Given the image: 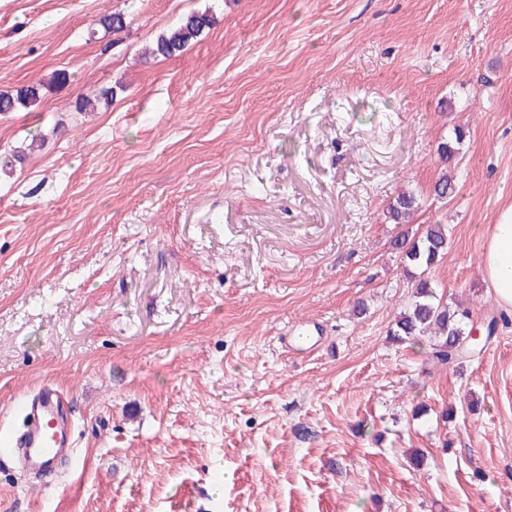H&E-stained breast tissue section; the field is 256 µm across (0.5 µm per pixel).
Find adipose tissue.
<instances>
[{
    "label": "adipose tissue",
    "instance_id": "obj_1",
    "mask_svg": "<svg viewBox=\"0 0 512 512\" xmlns=\"http://www.w3.org/2000/svg\"><path fill=\"white\" fill-rule=\"evenodd\" d=\"M482 272L498 302L512 310V206L487 230Z\"/></svg>",
    "mask_w": 512,
    "mask_h": 512
}]
</instances>
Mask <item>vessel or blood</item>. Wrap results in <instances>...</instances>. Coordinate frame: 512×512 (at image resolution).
I'll list each match as a JSON object with an SVG mask.
<instances>
[{
	"mask_svg": "<svg viewBox=\"0 0 512 512\" xmlns=\"http://www.w3.org/2000/svg\"><path fill=\"white\" fill-rule=\"evenodd\" d=\"M25 415L23 431L0 436V458L21 455L40 479L58 478L60 460L73 445L71 423L61 397L53 387H43L34 398L20 401Z\"/></svg>",
	"mask_w": 512,
	"mask_h": 512,
	"instance_id": "vessel-or-blood-1",
	"label": "vessel or blood"
}]
</instances>
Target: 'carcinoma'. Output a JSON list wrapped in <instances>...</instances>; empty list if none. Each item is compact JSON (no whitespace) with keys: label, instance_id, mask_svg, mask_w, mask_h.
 I'll use <instances>...</instances> for the list:
<instances>
[{"label":"carcinoma","instance_id":"obj_1","mask_svg":"<svg viewBox=\"0 0 512 512\" xmlns=\"http://www.w3.org/2000/svg\"><path fill=\"white\" fill-rule=\"evenodd\" d=\"M99 24L114 34H120L128 27L126 14L120 10L99 20ZM214 24V17L208 11H195L184 16L175 26L160 34L144 48L148 57L172 59L180 56L189 45ZM43 83L31 84L13 92L0 93V112H14L20 108L37 105L42 95ZM463 133L455 131V139L442 142L437 148L443 164L452 161L461 143ZM456 189V178L452 173L443 172L433 184V195L446 199ZM419 208L417 197L411 192L399 194L388 206L387 219L394 224H406L411 214ZM392 248L401 256L406 272L417 270L413 302L396 316L389 335L404 342L416 341L428 336L433 343L431 356L438 363L446 365L461 359L465 343L472 334L470 311L460 305L450 308L435 291L430 277L431 270L448 252V228L444 224H430L421 234L398 236Z\"/></svg>","mask_w":512,"mask_h":512}]
</instances>
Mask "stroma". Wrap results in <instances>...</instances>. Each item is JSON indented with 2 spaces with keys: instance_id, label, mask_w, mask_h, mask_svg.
Returning a JSON list of instances; mask_svg holds the SVG:
<instances>
[{
  "instance_id": "1",
  "label": "stroma",
  "mask_w": 512,
  "mask_h": 512,
  "mask_svg": "<svg viewBox=\"0 0 512 512\" xmlns=\"http://www.w3.org/2000/svg\"><path fill=\"white\" fill-rule=\"evenodd\" d=\"M194 10L200 40L141 56ZM37 82L0 113V155L40 142L0 168V434L49 385L74 448L42 485L0 462V512H512V310L481 269L512 206V0H0V92ZM88 88L114 96L84 114ZM437 223L440 292L501 319L445 368L389 335L392 241ZM42 82L31 84L15 90V92L0 93V112H15L19 108H30L37 105L42 95ZM463 133L458 129L455 130V139L451 141L442 142L437 148L439 160L447 168L441 176L433 184V195L437 199H448L452 196L456 189V178L450 171L448 173V163L452 161L457 153V145L461 143ZM418 208L417 197L411 192H403L389 204L387 219L393 224H407L411 214Z\"/></svg>"
}]
</instances>
